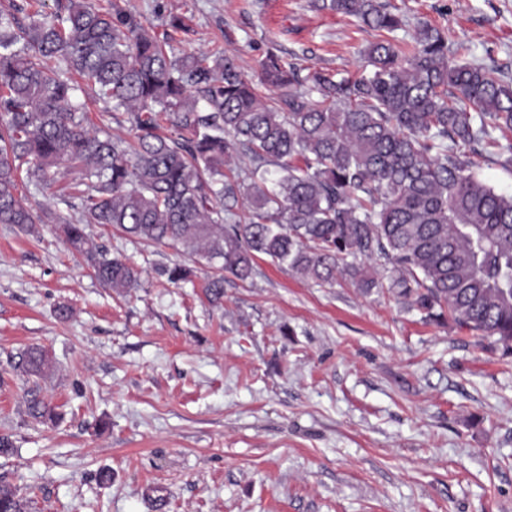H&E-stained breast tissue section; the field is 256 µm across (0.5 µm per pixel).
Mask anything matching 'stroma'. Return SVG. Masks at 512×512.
<instances>
[{
  "label": "stroma",
  "mask_w": 512,
  "mask_h": 512,
  "mask_svg": "<svg viewBox=\"0 0 512 512\" xmlns=\"http://www.w3.org/2000/svg\"><path fill=\"white\" fill-rule=\"evenodd\" d=\"M117 1L174 50L233 52L250 78L271 51L366 75L360 52L382 37L312 0ZM385 2L409 21L396 39L427 21L512 75V0ZM74 179L58 167L51 188H24L27 204L79 219ZM86 231L136 267V287L105 288L53 225L0 224V433L17 448L0 481L36 512H153L155 494L166 512H512V355L491 339L424 320L389 288L320 284L263 255L212 304L206 263L187 282L160 276L189 261L181 247ZM31 347L53 362L38 382L16 368ZM35 385L57 426L28 420Z\"/></svg>",
  "instance_id": "35a3bbf8"
}]
</instances>
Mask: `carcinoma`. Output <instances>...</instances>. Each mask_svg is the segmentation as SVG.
<instances>
[{"label": "carcinoma", "instance_id": "carcinoma-1", "mask_svg": "<svg viewBox=\"0 0 512 512\" xmlns=\"http://www.w3.org/2000/svg\"><path fill=\"white\" fill-rule=\"evenodd\" d=\"M313 6L375 31L405 26L381 0ZM169 47L117 2L55 0L53 12L24 21L0 11V224L29 232L42 223L19 183L48 188L66 164L80 172L72 190L82 217L55 220L107 288H132L139 273L87 224L206 261L211 302L224 297L225 275L250 279L259 255L359 288L384 271L424 317H448L512 354V194L480 175L493 158L512 167V143L500 142L512 132V82L501 69L467 59L469 45L425 21L408 55L388 39L370 44L371 74L354 79L303 76L270 52L254 84L232 54ZM85 86L129 114L132 138L88 124ZM261 87L281 94L265 102ZM236 153L249 169L230 167ZM359 256L369 266L347 262ZM21 368L43 379L52 365L30 349ZM28 394L29 419H61L37 389ZM0 512H29V500L0 483Z\"/></svg>", "mask_w": 512, "mask_h": 512}]
</instances>
